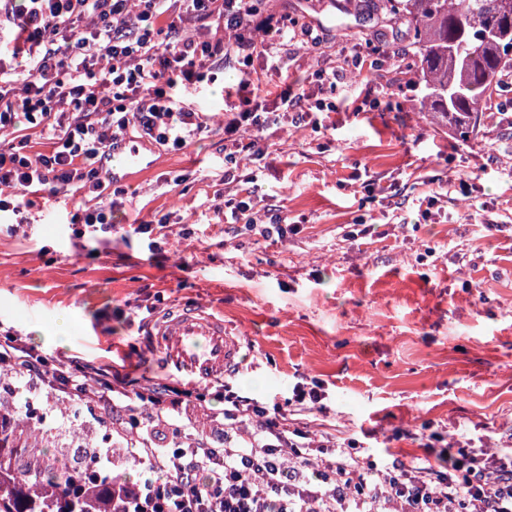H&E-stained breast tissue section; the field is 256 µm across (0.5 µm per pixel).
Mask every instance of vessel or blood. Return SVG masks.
Returning <instances> with one entry per match:
<instances>
[{
  "mask_svg": "<svg viewBox=\"0 0 512 512\" xmlns=\"http://www.w3.org/2000/svg\"><path fill=\"white\" fill-rule=\"evenodd\" d=\"M141 156L136 147L113 151L111 170L138 167ZM153 341L168 369L190 381L220 380L241 363V345L226 331L222 320L201 309L168 313L151 329Z\"/></svg>",
  "mask_w": 512,
  "mask_h": 512,
  "instance_id": "b4317fda",
  "label": "vessel or blood"
}]
</instances>
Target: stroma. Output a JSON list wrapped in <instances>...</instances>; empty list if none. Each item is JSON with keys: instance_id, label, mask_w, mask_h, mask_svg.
<instances>
[{"instance_id": "obj_1", "label": "stroma", "mask_w": 512, "mask_h": 512, "mask_svg": "<svg viewBox=\"0 0 512 512\" xmlns=\"http://www.w3.org/2000/svg\"><path fill=\"white\" fill-rule=\"evenodd\" d=\"M363 2L269 4L324 38L269 70L270 85L316 91L310 74L365 41L406 51L404 67L372 77L387 87V106L336 113L328 127L296 124L261 97L262 111L280 119L239 172L255 179L258 208L279 212L295 232L264 238L224 224L219 208L236 192L224 182V122L234 110L224 87L240 73L223 68L197 91L215 117L211 132L181 150L143 144L142 172L114 181L111 235L72 224L90 204L85 189L0 217V334L51 363L119 356L180 387L135 312L195 305L222 314L239 336L261 397L281 403L294 384L319 383V408L292 406L294 422L354 442L378 464L384 448L408 463L431 447L512 439V109L481 115L463 141L436 129L408 69V23L382 8L366 15ZM432 190L440 198L425 220L413 201ZM359 216L373 234H354ZM162 218V251L153 254L136 228ZM62 319L69 333L60 341ZM33 402L63 431L103 418L126 435L142 412L136 402L105 406L45 387Z\"/></svg>"}]
</instances>
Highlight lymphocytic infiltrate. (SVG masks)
<instances>
[{
    "instance_id": "f902f5d3",
    "label": "lymphocytic infiltrate",
    "mask_w": 512,
    "mask_h": 512,
    "mask_svg": "<svg viewBox=\"0 0 512 512\" xmlns=\"http://www.w3.org/2000/svg\"><path fill=\"white\" fill-rule=\"evenodd\" d=\"M0 0V130H14L0 146V212L32 206L29 191L50 194L80 183L104 194L110 171L102 159L127 139L186 146L207 132L212 117L186 93L208 72L234 62L241 79L225 87L239 110L224 124V181L238 184L224 202L228 227L249 225L260 236L286 237L280 214L259 222L256 187H242L238 157L254 151L250 138L264 122L254 93L267 84L290 46L315 49L313 29L260 0ZM222 28L224 36L213 35ZM261 59L265 68H254ZM279 98L297 120L350 106L287 88ZM75 117L62 124L54 109ZM53 142L32 154L28 130ZM0 362L56 390L95 393L100 402L136 399L150 418L182 434L172 448L156 446L141 428L135 454L152 473L134 485L117 512H512V448L440 451L412 463L380 468L346 443L316 439L291 422L287 409L219 384L224 402L211 413V433H191L182 416L204 397L165 380L144 385L120 364L60 361L30 354L13 336L0 340ZM222 446L211 443L212 433Z\"/></svg>"
}]
</instances>
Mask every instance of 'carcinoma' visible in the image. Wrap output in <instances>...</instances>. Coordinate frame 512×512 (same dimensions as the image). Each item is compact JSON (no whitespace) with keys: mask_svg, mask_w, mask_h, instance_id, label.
Here are the masks:
<instances>
[{"mask_svg":"<svg viewBox=\"0 0 512 512\" xmlns=\"http://www.w3.org/2000/svg\"><path fill=\"white\" fill-rule=\"evenodd\" d=\"M413 25L422 84L421 107L448 134L474 131L482 102L512 77V0H388ZM67 463L70 445L53 429L38 432L18 408L0 397V512H113L116 488L129 484L122 473L91 469L101 439L109 448H133L134 436H113L105 421Z\"/></svg>","mask_w":512,"mask_h":512,"instance_id":"carcinoma-1","label":"carcinoma"}]
</instances>
